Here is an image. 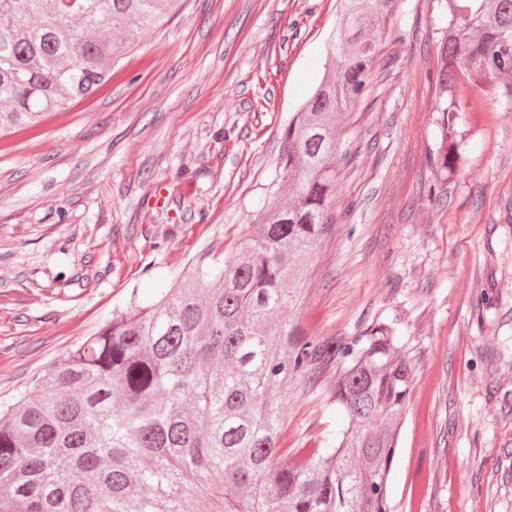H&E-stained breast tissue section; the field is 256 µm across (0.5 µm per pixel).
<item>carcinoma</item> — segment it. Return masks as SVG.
I'll list each match as a JSON object with an SVG mask.
<instances>
[{
  "instance_id": "obj_1",
  "label": "carcinoma",
  "mask_w": 512,
  "mask_h": 512,
  "mask_svg": "<svg viewBox=\"0 0 512 512\" xmlns=\"http://www.w3.org/2000/svg\"><path fill=\"white\" fill-rule=\"evenodd\" d=\"M180 0H0V138L95 94ZM396 0H342L327 73L284 134L288 199L222 258L203 255L153 301H131L12 403L0 404V512H390L386 477L412 385L396 328L312 339L284 318L305 254L334 223L337 133L359 103ZM436 111L482 83L512 100V0H448ZM328 384L343 429L281 451L287 406Z\"/></svg>"
}]
</instances>
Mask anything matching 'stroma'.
I'll use <instances>...</instances> for the list:
<instances>
[{
	"mask_svg": "<svg viewBox=\"0 0 512 512\" xmlns=\"http://www.w3.org/2000/svg\"><path fill=\"white\" fill-rule=\"evenodd\" d=\"M339 17L337 0H183L102 89L0 138V403L285 197L283 132ZM447 34L445 0H398L338 134L336 222L301 271L299 324L400 331L413 383L390 512H512V103L457 113L461 158L441 176ZM342 426L321 386L289 406L280 445Z\"/></svg>",
	"mask_w": 512,
	"mask_h": 512,
	"instance_id": "1",
	"label": "stroma"
}]
</instances>
